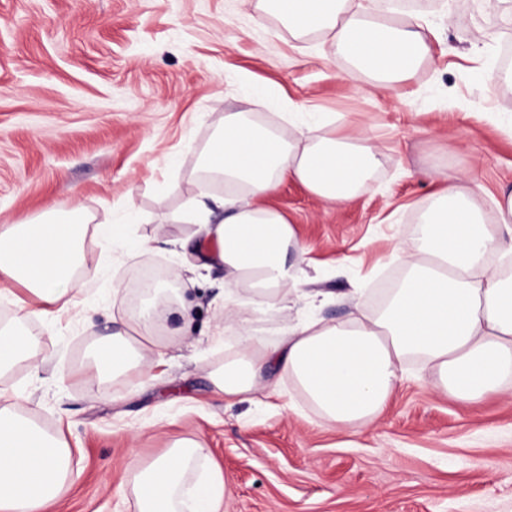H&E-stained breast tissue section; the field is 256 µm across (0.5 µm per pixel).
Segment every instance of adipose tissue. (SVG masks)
<instances>
[{
    "label": "adipose tissue",
    "mask_w": 512,
    "mask_h": 512,
    "mask_svg": "<svg viewBox=\"0 0 512 512\" xmlns=\"http://www.w3.org/2000/svg\"><path fill=\"white\" fill-rule=\"evenodd\" d=\"M261 2L294 35L332 34L341 79L363 74L384 91L411 78L431 53L429 27L413 18L391 21L362 0ZM288 122L299 137L259 127L243 111L225 113L200 165L235 191L211 203L192 198L183 214L196 226L180 242L190 268L223 267L228 281L250 286L260 313L287 303L286 285L300 280L304 255L296 225L261 199L294 180L319 201L344 205L380 163L373 130L351 139L324 133L328 119L311 106L289 113ZM496 205L501 222L487 225L469 193L448 183L421 215L413 244L396 247L405 276L379 310L358 309L337 322L307 316L274 345L240 337L210 373L213 394L254 402L279 393L285 379L327 425L357 431L384 415L406 362L417 358L437 389L460 403L511 396L512 276L490 267L487 257L512 256V189ZM87 221L79 211L49 212L0 226V297L18 283L34 300H15L16 324L0 325V374L31 356L36 339L22 321L73 307L86 239L109 249L149 247L131 240L127 224L106 217L91 229ZM124 296L122 284L113 283L108 298L119 309L112 318L118 329L99 345L95 363L113 380L144 382L163 363L157 316L181 303L183 291L151 290L136 310L124 309ZM70 463V448L26 408H0V512H54ZM129 468L134 512L224 510V472L196 439H180L149 462L131 457Z\"/></svg>",
    "instance_id": "ef3b65f1"
}]
</instances>
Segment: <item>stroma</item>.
Here are the masks:
<instances>
[{
  "mask_svg": "<svg viewBox=\"0 0 512 512\" xmlns=\"http://www.w3.org/2000/svg\"><path fill=\"white\" fill-rule=\"evenodd\" d=\"M415 14L437 34L431 59L396 90L368 95L327 64L329 35L294 37L257 0H0V225L49 206L118 220L132 211L131 237L151 241L113 250L104 269L87 244L85 265L101 273L84 310L62 317L33 362L0 376V408L21 396L72 450L57 512H134L116 493L130 456L149 460L190 436L224 471V512H512V396L459 403L411 362L383 417L352 432L298 396L256 404L210 392L209 372L240 326L273 344L313 294L328 297L317 317L337 321L394 284L393 248L461 170L480 185L472 199L487 223H499L512 135L487 114L512 118V84L489 83L487 68L512 45V26L494 0H425ZM249 80L267 93L244 100ZM301 103L334 113L337 132L373 129L381 164L344 206L294 181L264 199L296 224L308 266L286 308L256 313L245 286H230L219 266L189 271L174 242L194 230L182 217L190 196L224 194L199 168L224 113L248 110L291 138L285 114ZM427 168L440 179L421 178ZM149 270L187 288L189 326L166 338L150 383L115 382L91 362L112 329L106 293ZM228 287L244 305L219 335L212 300Z\"/></svg>",
  "mask_w": 512,
  "mask_h": 512,
  "instance_id": "35a3bbf8",
  "label": "stroma"
}]
</instances>
